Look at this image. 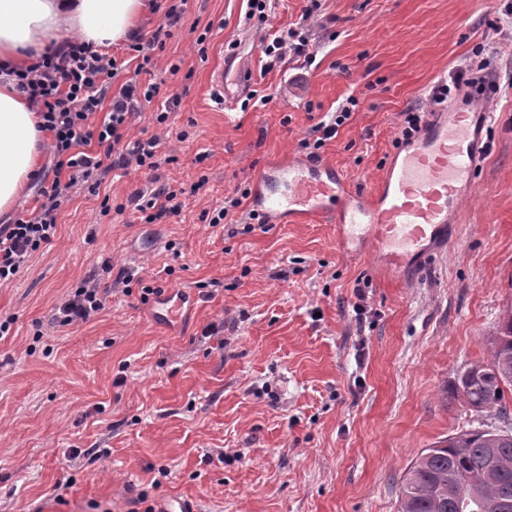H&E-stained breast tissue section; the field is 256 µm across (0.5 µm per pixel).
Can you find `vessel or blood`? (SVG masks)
Here are the masks:
<instances>
[{
  "label": "vessel or blood",
  "instance_id": "obj_1",
  "mask_svg": "<svg viewBox=\"0 0 512 512\" xmlns=\"http://www.w3.org/2000/svg\"><path fill=\"white\" fill-rule=\"evenodd\" d=\"M491 121V112L473 103L464 111L433 107L372 190H350L344 173L331 165L294 160L259 178L254 206L271 224L328 220L344 237L384 246L386 266H402L447 238L460 196L486 159Z\"/></svg>",
  "mask_w": 512,
  "mask_h": 512
}]
</instances>
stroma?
Here are the masks:
<instances>
[{
  "label": "stroma",
  "instance_id": "1",
  "mask_svg": "<svg viewBox=\"0 0 512 512\" xmlns=\"http://www.w3.org/2000/svg\"><path fill=\"white\" fill-rule=\"evenodd\" d=\"M508 0H188L151 72L112 47L119 81L163 83L169 128L151 112L129 140L158 136V169L80 183L51 244L0 285V512H146L161 497L197 512H397L407 467L433 442L477 427L452 394L490 356L512 306V94L487 100L491 150L453 234L404 276L372 241L332 224L210 226L205 212L253 188L347 97L358 104L320 154L369 188L398 150L401 114L485 45L512 78ZM306 23L310 57L267 68L262 45ZM207 30L204 48L196 30ZM178 72H170V64ZM237 85L217 108L210 75ZM266 107L246 106L252 90ZM185 140H178V133ZM208 183L200 193L191 186ZM184 189L180 216L101 215L153 180ZM188 295L177 319L114 292L84 323L57 322L82 280L118 271Z\"/></svg>",
  "mask_w": 512,
  "mask_h": 512
}]
</instances>
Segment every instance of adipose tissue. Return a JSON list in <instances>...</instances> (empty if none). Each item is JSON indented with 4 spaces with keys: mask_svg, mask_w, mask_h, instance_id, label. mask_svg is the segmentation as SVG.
Instances as JSON below:
<instances>
[{
    "mask_svg": "<svg viewBox=\"0 0 512 512\" xmlns=\"http://www.w3.org/2000/svg\"><path fill=\"white\" fill-rule=\"evenodd\" d=\"M145 0H0V65H32L70 36L94 47L127 40ZM39 120L8 76H0V212L13 208L36 171Z\"/></svg>",
    "mask_w": 512,
    "mask_h": 512,
    "instance_id": "ef3b65f1",
    "label": "adipose tissue"
}]
</instances>
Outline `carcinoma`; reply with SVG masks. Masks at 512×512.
<instances>
[{"mask_svg": "<svg viewBox=\"0 0 512 512\" xmlns=\"http://www.w3.org/2000/svg\"><path fill=\"white\" fill-rule=\"evenodd\" d=\"M490 359L464 371L453 391L461 406L496 425L461 431L423 449L403 476L398 512H512V307L488 340Z\"/></svg>", "mask_w": 512, "mask_h": 512, "instance_id": "obj_1", "label": "carcinoma"}]
</instances>
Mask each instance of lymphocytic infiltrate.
<instances>
[{"label": "lymphocytic infiltrate", "instance_id": "1", "mask_svg": "<svg viewBox=\"0 0 512 512\" xmlns=\"http://www.w3.org/2000/svg\"><path fill=\"white\" fill-rule=\"evenodd\" d=\"M496 58L497 53L492 50L458 66L449 82L432 87L431 101L444 102L460 90L466 91L471 100L500 94V82L489 78ZM0 73L12 77L16 90L39 106L40 127L53 135L54 170L68 174L67 182L56 179L43 189L39 209L0 224L2 283L12 280L36 252L51 243L68 190L78 181L103 177L115 169L158 168V137L129 141L125 133L143 107L159 96L162 85L116 84L115 58L71 38L64 39L30 67L6 66L0 68ZM93 115L98 118L94 124L89 121ZM129 203L135 205L147 224L178 216L183 208L180 190L157 180L149 190L131 195ZM106 295L97 280H83L61 306L60 323L69 325L93 318L103 310Z\"/></svg>", "mask_w": 512, "mask_h": 512}]
</instances>
